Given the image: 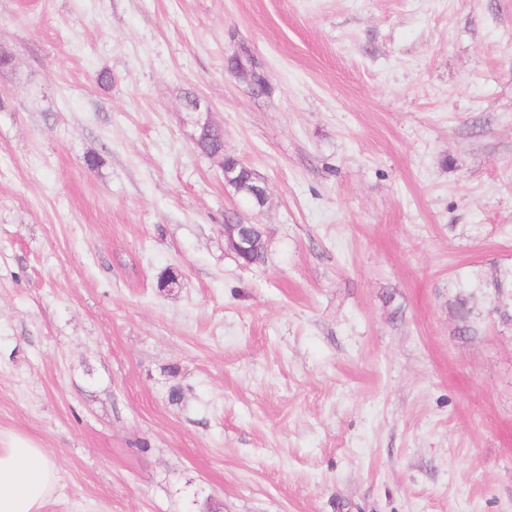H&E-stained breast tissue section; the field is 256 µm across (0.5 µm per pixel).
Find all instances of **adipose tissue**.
Wrapping results in <instances>:
<instances>
[{
  "label": "adipose tissue",
  "instance_id": "obj_1",
  "mask_svg": "<svg viewBox=\"0 0 512 512\" xmlns=\"http://www.w3.org/2000/svg\"><path fill=\"white\" fill-rule=\"evenodd\" d=\"M58 480L44 448L18 436L0 442V512H42Z\"/></svg>",
  "mask_w": 512,
  "mask_h": 512
}]
</instances>
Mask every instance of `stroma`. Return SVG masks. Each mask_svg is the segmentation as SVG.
<instances>
[{
    "mask_svg": "<svg viewBox=\"0 0 512 512\" xmlns=\"http://www.w3.org/2000/svg\"><path fill=\"white\" fill-rule=\"evenodd\" d=\"M0 48V437L56 459L43 512H512V0H0ZM231 59L241 68L243 75L249 76L248 82L258 89L260 94L267 93V81L264 75L257 69L256 61L247 50L241 51V54L233 55ZM243 166L232 157H228L225 160V167L229 170H234V175L238 179V182L234 183V189L249 200L255 201L253 193L261 188V185L254 172L245 165ZM224 224V241L227 249H229L232 253L237 256H241L244 254L248 246V238L247 232L245 230L246 225L251 224ZM237 231V237H235V232Z\"/></svg>",
    "mask_w": 512,
    "mask_h": 512,
    "instance_id": "1",
    "label": "stroma"
}]
</instances>
